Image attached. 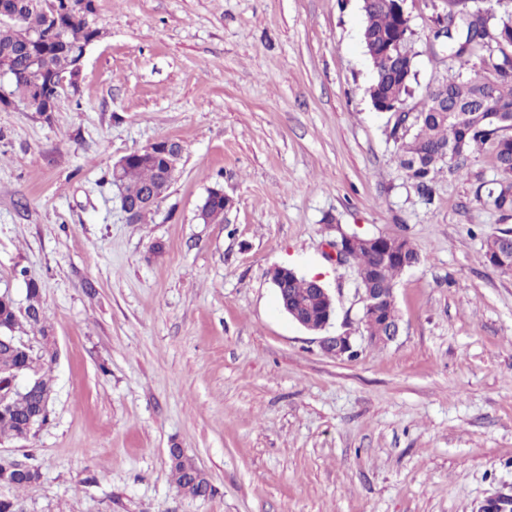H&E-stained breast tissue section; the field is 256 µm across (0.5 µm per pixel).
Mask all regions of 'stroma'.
Segmentation results:
<instances>
[{"label":"stroma","instance_id":"obj_1","mask_svg":"<svg viewBox=\"0 0 512 512\" xmlns=\"http://www.w3.org/2000/svg\"><path fill=\"white\" fill-rule=\"evenodd\" d=\"M416 80L446 0H405ZM99 37L54 111L0 103V292L41 289L56 358L50 415L0 458L39 467L19 512H477L512 494V271L489 266L496 213L473 198L494 151L441 170L425 203L368 89L360 0H95ZM164 138L182 157L147 223L108 181ZM221 186L223 224L198 208ZM401 235L399 336L337 359L280 309L269 272L321 277L333 335L358 328L338 231ZM183 449L212 495L182 496Z\"/></svg>","mask_w":512,"mask_h":512}]
</instances>
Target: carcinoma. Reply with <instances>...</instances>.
I'll return each instance as SVG.
<instances>
[{
  "instance_id": "carcinoma-1",
  "label": "carcinoma",
  "mask_w": 512,
  "mask_h": 512,
  "mask_svg": "<svg viewBox=\"0 0 512 512\" xmlns=\"http://www.w3.org/2000/svg\"><path fill=\"white\" fill-rule=\"evenodd\" d=\"M8 11L0 12V58L9 60L10 94L25 101L42 73L37 61L50 68L72 69L71 49L83 46L90 36L89 28L81 22L63 17L49 18L51 11L44 0H0ZM364 23L363 45L371 50L374 72L372 86L379 101L391 110L394 124L391 135L400 142L396 160L417 191L431 201L436 174L444 164L456 173L462 172L469 154L489 142L493 146L497 177L479 183L475 199L499 214L503 224L512 220V129L487 118L481 111L485 100L512 110V56L498 47L493 35L509 30L512 11L504 0H495V7L479 14L469 7V0H448L444 20L448 25L434 31V38L446 39L448 57L460 67L479 60L483 67L473 75H457L429 91L420 111L408 116L406 97L411 95L416 81L414 56L409 49L413 36L393 5L384 0H362ZM162 159L134 162L130 175L123 181V193L132 202L142 200L150 188L162 195L170 188L169 177ZM405 259L386 258L383 253L355 246L348 262L358 267L363 288H394L399 275L420 262V255L409 240L403 242ZM512 247V228L486 234L484 257L492 263L496 253L509 256ZM311 279L293 275L288 280V298L299 305L300 317L307 323L318 324L321 310L311 298ZM27 297L34 313L23 315L15 310L10 299L0 300V382L11 380L15 373H30L38 368L35 384L13 389L6 402L0 403V437L20 438L22 424L42 426L48 419L44 411L52 393L46 363L35 362L38 351L26 348L12 337L24 332V326H37L45 319L40 288L28 284ZM397 316L391 303L381 314L364 322L369 336L386 332L383 323ZM170 468L177 490L195 499L212 494L213 488L194 460L180 448L169 449ZM7 472L9 485L24 488L41 477L38 466L10 460H0V472Z\"/></svg>"
}]
</instances>
